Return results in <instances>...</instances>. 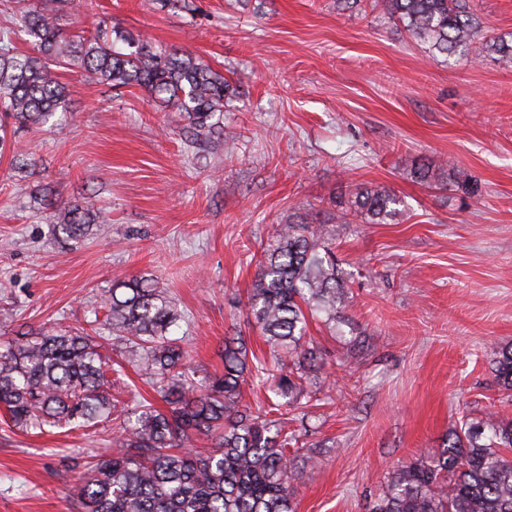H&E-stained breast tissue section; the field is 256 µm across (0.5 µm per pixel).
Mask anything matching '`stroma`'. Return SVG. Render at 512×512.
<instances>
[{
  "label": "stroma",
  "mask_w": 512,
  "mask_h": 512,
  "mask_svg": "<svg viewBox=\"0 0 512 512\" xmlns=\"http://www.w3.org/2000/svg\"><path fill=\"white\" fill-rule=\"evenodd\" d=\"M64 31L116 28L200 57L234 89L223 141L186 142L184 115L143 90L63 71L53 129L9 127L33 161L0 157V342L44 327L88 328L113 282L153 278L183 311L191 365L224 372V338L276 358L246 303L279 225L306 213L332 241L350 289L336 323L310 320L325 360L304 415L317 465L297 512H364L398 466L437 454L462 416L512 415L492 373L512 342V0H473L485 37L448 58L410 38L373 0H79ZM445 176L422 182L420 164ZM476 177L473 198L448 175ZM384 186L404 207L384 224L340 218L334 196ZM92 200L110 215L74 241L48 206ZM117 412L160 403L107 345ZM121 446L117 422L23 432L0 413V512H77L67 492L91 453Z\"/></svg>",
  "instance_id": "stroma-1"
}]
</instances>
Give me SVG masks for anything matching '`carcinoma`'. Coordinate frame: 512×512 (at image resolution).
Instances as JSON below:
<instances>
[{"label": "carcinoma", "mask_w": 512, "mask_h": 512, "mask_svg": "<svg viewBox=\"0 0 512 512\" xmlns=\"http://www.w3.org/2000/svg\"><path fill=\"white\" fill-rule=\"evenodd\" d=\"M410 36L448 57L463 56L482 24L468 0H379ZM20 28L33 52L20 51L0 34V112L25 127H42L65 105L67 86L57 70L73 66L113 88L140 87L150 98L184 114L186 137L214 130L232 89L200 58L98 29L62 35L58 16L20 11ZM504 65L512 43L485 44ZM389 188L357 187L336 198L345 213L370 224L397 214ZM65 239L84 237L107 216L90 201H75L46 217ZM309 217L283 224L277 243L258 261L247 303L267 345L291 361L270 368L241 337L224 340V374L198 377L180 340L172 336L182 315L151 278L117 281L105 297L103 329L125 344L124 357L158 387L167 408L139 404L123 429V449L86 464L70 497L78 512H295L298 471L290 449L299 436L269 412L242 403L243 386L275 382L288 405L312 399L303 381L320 370L306 344L307 314L330 323L349 291L332 243L311 229ZM94 337L77 328L41 329L0 352V406L14 427H92L112 420L108 358ZM512 400V342L500 347L492 367ZM206 437L208 450L196 448ZM365 512H512V420L490 413L462 420L437 456L397 469Z\"/></svg>", "instance_id": "carcinoma-1"}]
</instances>
